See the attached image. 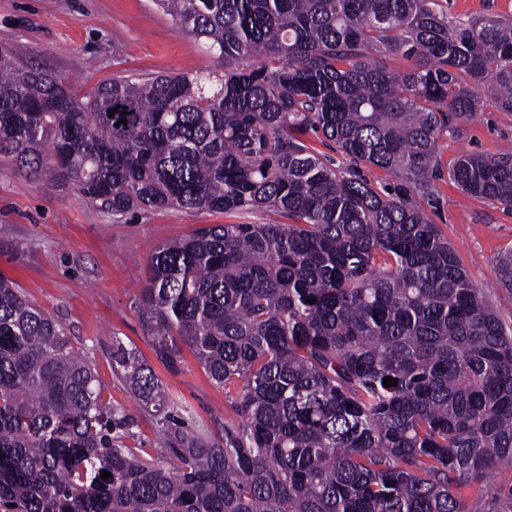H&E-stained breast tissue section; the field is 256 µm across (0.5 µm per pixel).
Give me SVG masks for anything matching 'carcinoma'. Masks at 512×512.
<instances>
[{"label":"carcinoma","mask_w":512,"mask_h":512,"mask_svg":"<svg viewBox=\"0 0 512 512\" xmlns=\"http://www.w3.org/2000/svg\"><path fill=\"white\" fill-rule=\"evenodd\" d=\"M154 4L224 72L79 96L0 47V155L34 176L56 163L114 217L236 218L158 245L135 305L161 363L186 344L237 388L239 422L212 444L176 426L115 338L164 454L128 447L133 420L63 326L0 278V512H472L458 490L512 466V334L419 200L478 89L512 112V20L454 24L439 0ZM451 177L512 208V154H463ZM496 279L512 288V253Z\"/></svg>","instance_id":"obj_1"}]
</instances>
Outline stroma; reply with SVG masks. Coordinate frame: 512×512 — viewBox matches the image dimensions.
<instances>
[{"instance_id":"1","label":"stroma","mask_w":512,"mask_h":512,"mask_svg":"<svg viewBox=\"0 0 512 512\" xmlns=\"http://www.w3.org/2000/svg\"><path fill=\"white\" fill-rule=\"evenodd\" d=\"M0 44L23 49L36 68L71 83L80 93L115 76L221 71V63L157 10L152 0H0ZM512 153V112L485 102L439 144L444 170L465 153ZM426 211L454 246L470 279L512 329V290L496 281L497 259L512 252V210L463 193L451 179L437 184ZM222 213L178 207L112 217L53 170L29 177L0 155V277L20 288L57 319L84 353L103 386V400L134 419L127 444L158 455L152 407L144 405L112 370V341L134 348L172 393L184 429L218 441L237 420L231 395L211 381L190 348L177 370L155 357L135 311L138 283L154 248L224 223ZM512 486V467L498 469L485 486L461 490L472 512H498Z\"/></svg>"}]
</instances>
